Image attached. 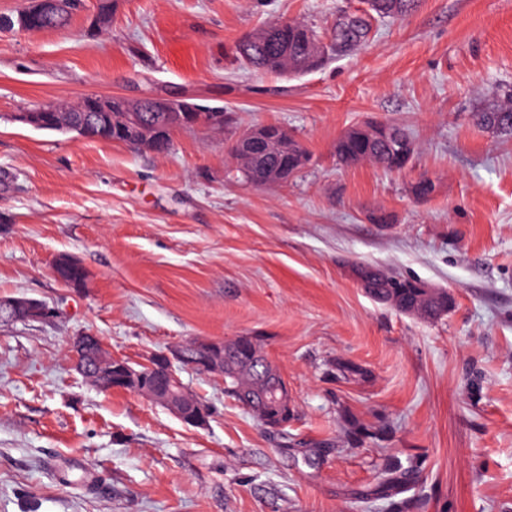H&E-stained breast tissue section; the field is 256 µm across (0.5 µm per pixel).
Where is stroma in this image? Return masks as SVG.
I'll use <instances>...</instances> for the list:
<instances>
[{"label":"stroma","mask_w":512,"mask_h":512,"mask_svg":"<svg viewBox=\"0 0 512 512\" xmlns=\"http://www.w3.org/2000/svg\"><path fill=\"white\" fill-rule=\"evenodd\" d=\"M360 5L119 0L100 36L83 14L61 31L0 32V300L54 310L0 323V512H393L360 494L394 457L422 464L403 512H512V137L472 119L512 90V0H421L300 77L229 57L266 23L328 35ZM90 94L221 103L241 125L287 128L311 162L246 188L225 176L220 131L177 132L161 156L12 119ZM372 119L413 132L402 171L337 163V138ZM423 175L436 190L419 200ZM60 256L80 261L84 288L54 278ZM354 262L446 289L447 316L374 301ZM85 333L132 363L265 337L294 401L288 440L218 373L180 372L213 409L202 429L100 390L75 368L70 341Z\"/></svg>","instance_id":"35a3bbf8"}]
</instances>
